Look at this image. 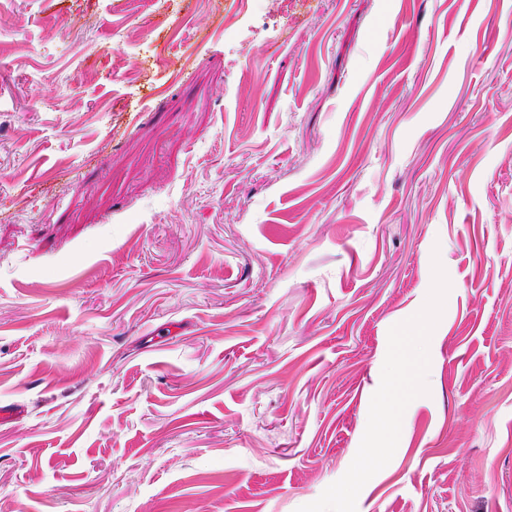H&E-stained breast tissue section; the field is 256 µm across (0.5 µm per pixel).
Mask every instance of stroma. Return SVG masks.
Returning a JSON list of instances; mask_svg holds the SVG:
<instances>
[{"label": "stroma", "instance_id": "35a3bbf8", "mask_svg": "<svg viewBox=\"0 0 512 512\" xmlns=\"http://www.w3.org/2000/svg\"><path fill=\"white\" fill-rule=\"evenodd\" d=\"M0 512H512V0H0Z\"/></svg>", "mask_w": 512, "mask_h": 512}]
</instances>
